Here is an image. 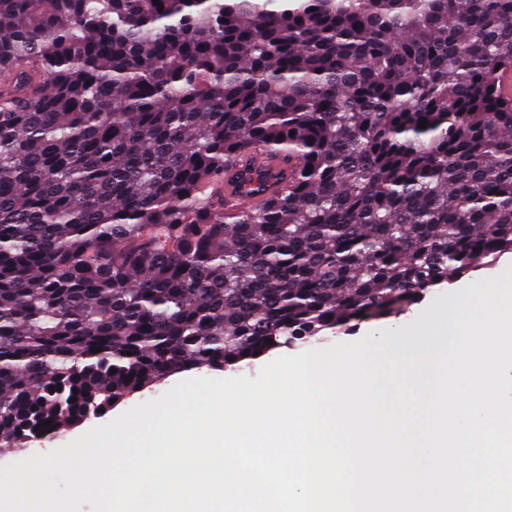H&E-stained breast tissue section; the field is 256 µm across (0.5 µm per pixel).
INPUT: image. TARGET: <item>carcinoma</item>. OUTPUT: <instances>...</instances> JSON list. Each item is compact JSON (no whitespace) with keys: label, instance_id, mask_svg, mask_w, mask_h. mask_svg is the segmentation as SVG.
<instances>
[{"label":"carcinoma","instance_id":"1","mask_svg":"<svg viewBox=\"0 0 512 512\" xmlns=\"http://www.w3.org/2000/svg\"><path fill=\"white\" fill-rule=\"evenodd\" d=\"M505 71L512 0H0V448L512 253Z\"/></svg>","mask_w":512,"mask_h":512}]
</instances>
